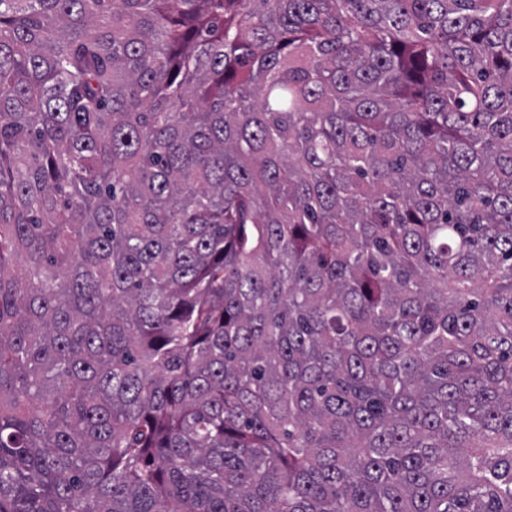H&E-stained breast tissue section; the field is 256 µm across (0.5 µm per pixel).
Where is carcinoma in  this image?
I'll return each instance as SVG.
<instances>
[{"instance_id":"1","label":"carcinoma","mask_w":512,"mask_h":512,"mask_svg":"<svg viewBox=\"0 0 512 512\" xmlns=\"http://www.w3.org/2000/svg\"><path fill=\"white\" fill-rule=\"evenodd\" d=\"M0 512H512V0H0Z\"/></svg>"}]
</instances>
